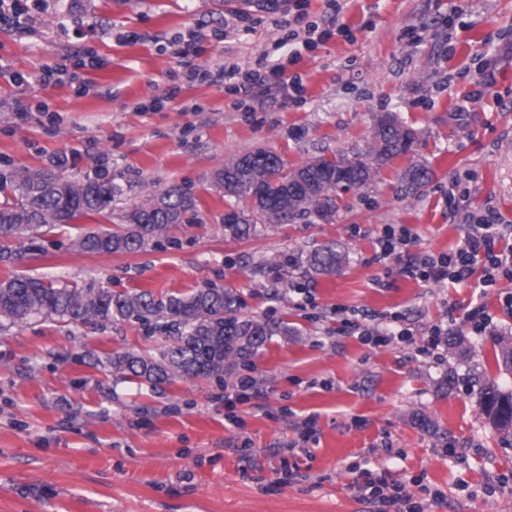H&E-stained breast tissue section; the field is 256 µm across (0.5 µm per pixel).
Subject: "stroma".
Here are the masks:
<instances>
[{
    "label": "stroma",
    "instance_id": "obj_1",
    "mask_svg": "<svg viewBox=\"0 0 512 512\" xmlns=\"http://www.w3.org/2000/svg\"><path fill=\"white\" fill-rule=\"evenodd\" d=\"M20 3L21 15L0 17V59L11 65L0 73V173L62 157V175L82 177L102 152L122 192L22 260L0 262V279L108 281L158 297L216 284L237 290L242 315L286 321L295 334L255 358L247 373L257 393L228 408L229 381H113L97 358L160 343L134 323L36 320L0 333V512H398L363 491L380 472L424 512H512V436L478 404L487 381L512 391V373L495 358L499 340L512 337V277L480 291L372 260L389 224L416 234L415 255L450 251L489 207L512 225V0ZM453 7L459 18L449 17ZM262 57L300 77L297 98L252 108L224 83L188 77ZM47 67L58 74L45 83ZM171 87L175 105L140 111ZM471 92L476 100L464 103ZM28 102L49 109L21 114ZM383 112L418 140L368 192L342 193L332 221L225 237L228 206L212 171L246 150L275 151L294 168L366 148ZM416 161L433 174L412 192L398 176ZM148 184L195 194L196 214L174 232L179 246L72 249L81 233L118 223ZM332 241L347 255L340 273L313 278L282 266L280 293L270 294L267 259ZM299 284L305 294L295 293ZM478 306L479 329L469 319ZM342 310L363 325L398 313L415 339L365 345L342 331ZM433 327L442 343L423 350ZM291 444L300 455L288 453Z\"/></svg>",
    "mask_w": 512,
    "mask_h": 512
}]
</instances>
